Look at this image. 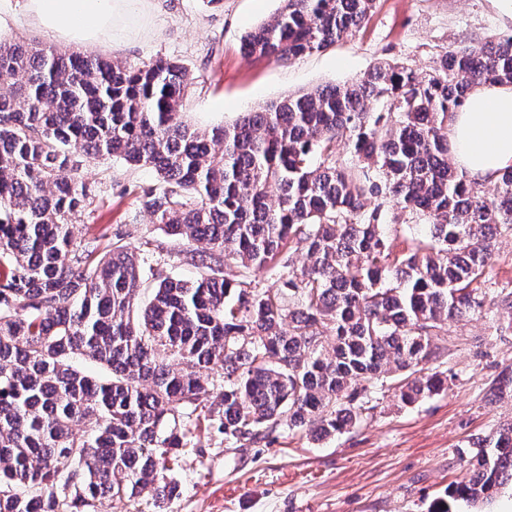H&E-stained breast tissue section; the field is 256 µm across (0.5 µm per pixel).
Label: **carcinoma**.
<instances>
[{
    "instance_id": "1",
    "label": "carcinoma",
    "mask_w": 512,
    "mask_h": 512,
    "mask_svg": "<svg viewBox=\"0 0 512 512\" xmlns=\"http://www.w3.org/2000/svg\"><path fill=\"white\" fill-rule=\"evenodd\" d=\"M374 6L283 0L241 49L321 52ZM481 82L512 83L511 33L445 50L424 75L386 62L201 129L183 112L179 62L0 46V512H98L145 488L171 499L163 473L209 390L207 426L251 445L282 426L340 434L379 389L405 404L438 392L437 375H386L448 355L444 325L485 311L494 239L512 234V169L489 199L448 161V121ZM339 137L351 158L336 155ZM91 158L154 172L123 193L185 246L196 281L173 276L160 243L136 255L119 226L104 252L74 237L97 200L81 174ZM388 201L429 234L392 233ZM264 270L278 287L260 285ZM212 364L218 385L200 374ZM472 448L429 512L512 485V424Z\"/></svg>"
}]
</instances>
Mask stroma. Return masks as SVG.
<instances>
[{
    "mask_svg": "<svg viewBox=\"0 0 512 512\" xmlns=\"http://www.w3.org/2000/svg\"><path fill=\"white\" fill-rule=\"evenodd\" d=\"M281 5L150 0L147 24L128 42L90 53L131 65L178 60L193 81L188 119L210 129L285 95L354 80L386 62L425 73L442 50L512 31L490 0H376L367 25L325 51L287 63L245 55L244 33ZM84 175L96 186L97 208L78 218L76 237L97 236L118 224L130 247L148 239L166 242L126 192L152 182V171L93 160ZM482 289L492 300L512 291V236L498 237ZM447 336V357L422 370L447 376V390L408 406L386 392L353 429L318 441L281 429L271 444L242 447L188 425L171 473L178 495L158 511L146 489L132 500L104 505L102 512H427L464 476L471 443L512 422V394L495 391L512 371V328L491 312L448 323Z\"/></svg>",
    "mask_w": 512,
    "mask_h": 512,
    "instance_id": "1",
    "label": "stroma"
}]
</instances>
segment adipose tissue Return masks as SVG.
Wrapping results in <instances>:
<instances>
[{
  "label": "adipose tissue",
  "instance_id": "adipose-tissue-1",
  "mask_svg": "<svg viewBox=\"0 0 512 512\" xmlns=\"http://www.w3.org/2000/svg\"><path fill=\"white\" fill-rule=\"evenodd\" d=\"M148 0H0V43H13L16 17L26 16L52 42L77 48L132 36ZM456 167L479 182L512 168V84L475 86L448 124Z\"/></svg>",
  "mask_w": 512,
  "mask_h": 512
}]
</instances>
